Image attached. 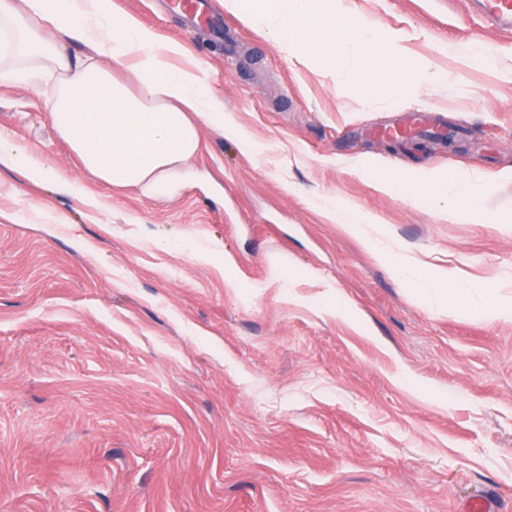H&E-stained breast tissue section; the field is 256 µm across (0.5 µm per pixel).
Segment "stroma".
<instances>
[{"mask_svg":"<svg viewBox=\"0 0 512 512\" xmlns=\"http://www.w3.org/2000/svg\"><path fill=\"white\" fill-rule=\"evenodd\" d=\"M224 2L236 64L169 0H112L255 144L200 125L168 192L89 177L41 88L0 85V138L53 172L0 168V512H462L484 487L512 512V318L433 312L393 267L512 298V32L470 0H345L414 73L370 95L357 42L336 74ZM427 108L466 136L380 140ZM427 169L481 216L379 188ZM326 211L336 223L341 224L351 234L357 235L362 228L360 224L365 222L354 210L345 207L335 208L332 203L326 206Z\"/></svg>","mask_w":512,"mask_h":512,"instance_id":"stroma-1","label":"stroma"}]
</instances>
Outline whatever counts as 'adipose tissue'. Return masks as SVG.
I'll return each mask as SVG.
<instances>
[{"label":"adipose tissue","instance_id":"obj_1","mask_svg":"<svg viewBox=\"0 0 512 512\" xmlns=\"http://www.w3.org/2000/svg\"><path fill=\"white\" fill-rule=\"evenodd\" d=\"M226 6L283 43L296 38L321 49L360 34L369 91L383 85L402 88L412 79L411 70L390 56L384 41L374 31L358 29L344 11L323 20L298 0H226ZM47 25L65 35L80 33L83 57L71 61L56 40L45 36ZM184 54L181 44L160 42L134 17L116 16L112 0H0V84L42 78L58 134L90 175L111 186L140 185L160 192L198 152L199 123L221 124L225 136L239 138L200 65L171 67V60ZM19 55L43 60L41 72L17 65ZM120 69L134 76L136 89L117 77ZM403 186L445 201L453 215L481 209L480 195L454 179L427 174L406 179ZM452 282L448 275L426 279L439 304L453 295L461 306L481 309L490 318L512 317V300L487 291L477 296L472 289L453 288Z\"/></svg>","mask_w":512,"mask_h":512}]
</instances>
